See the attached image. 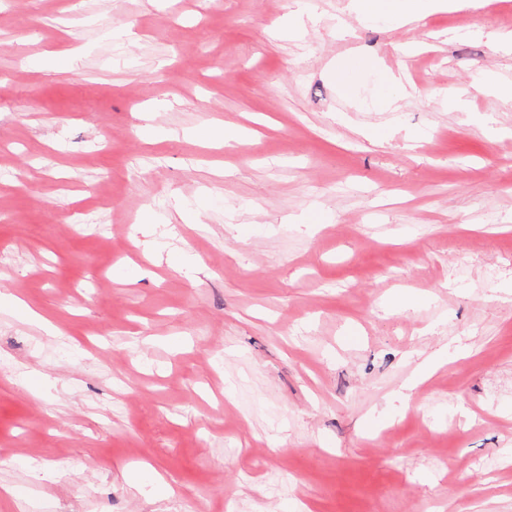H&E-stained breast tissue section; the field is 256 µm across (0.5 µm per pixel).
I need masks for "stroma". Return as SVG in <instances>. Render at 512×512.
<instances>
[{
    "label": "stroma",
    "mask_w": 512,
    "mask_h": 512,
    "mask_svg": "<svg viewBox=\"0 0 512 512\" xmlns=\"http://www.w3.org/2000/svg\"><path fill=\"white\" fill-rule=\"evenodd\" d=\"M508 32L0 0V512H512Z\"/></svg>",
    "instance_id": "1"
}]
</instances>
